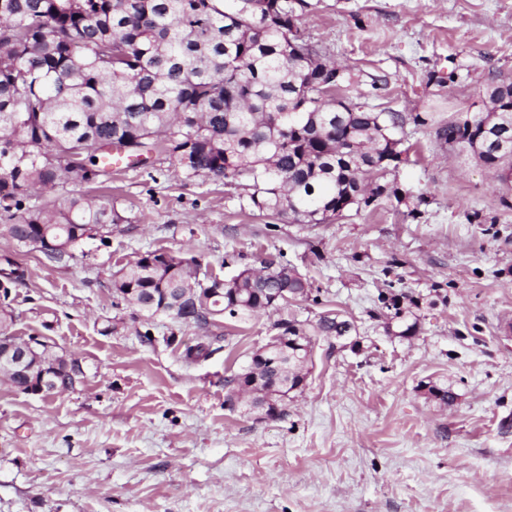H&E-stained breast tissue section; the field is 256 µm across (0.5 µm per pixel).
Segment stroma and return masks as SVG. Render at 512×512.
<instances>
[{"mask_svg": "<svg viewBox=\"0 0 512 512\" xmlns=\"http://www.w3.org/2000/svg\"><path fill=\"white\" fill-rule=\"evenodd\" d=\"M296 13L370 109L405 117L410 161L385 181L425 197L419 217L385 199L296 224L160 153L87 186L123 217L107 240L57 263L0 238L25 269L11 335L44 337L85 372L50 398L0 377V512H512V185L436 135L512 82V0H300ZM155 249L221 278L273 257L310 291L203 327L149 318L112 277ZM400 292L419 302L408 340L386 333L379 300ZM329 309L353 322L352 344L315 340L282 417L227 407L225 378L279 321ZM197 343L205 356L186 361Z\"/></svg>", "mask_w": 512, "mask_h": 512, "instance_id": "35a3bbf8", "label": "stroma"}]
</instances>
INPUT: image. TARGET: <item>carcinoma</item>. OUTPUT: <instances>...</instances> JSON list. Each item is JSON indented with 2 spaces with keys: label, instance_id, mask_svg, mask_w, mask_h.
Masks as SVG:
<instances>
[{
  "label": "carcinoma",
  "instance_id": "carcinoma-1",
  "mask_svg": "<svg viewBox=\"0 0 512 512\" xmlns=\"http://www.w3.org/2000/svg\"><path fill=\"white\" fill-rule=\"evenodd\" d=\"M299 30L294 0H0V211L21 241L62 236L73 256L84 227L119 224L112 206L77 193L111 175L92 152L117 144L144 163L161 147L171 166L188 177L242 181L239 206L288 216L300 224H332L361 205L348 202L357 186L372 183L371 164L390 152L403 129L399 112H374L350 96L351 82L323 62L318 45L291 43ZM493 112H467L439 130L512 182V83L502 82ZM56 193L41 204L36 193ZM147 250L124 267L114 288H133L137 300L181 288L223 284L222 309L230 317L260 312L232 309L253 288L268 302L277 288L308 287L294 268L273 260L256 271L221 280L195 256L163 260ZM392 311L388 332L413 336L417 321L407 293L380 297ZM211 314L180 307L177 321L205 325ZM312 336H348L334 311ZM307 351L272 349L277 366L299 370ZM266 384L288 396L283 374Z\"/></svg>",
  "mask_w": 512,
  "mask_h": 512
}]
</instances>
